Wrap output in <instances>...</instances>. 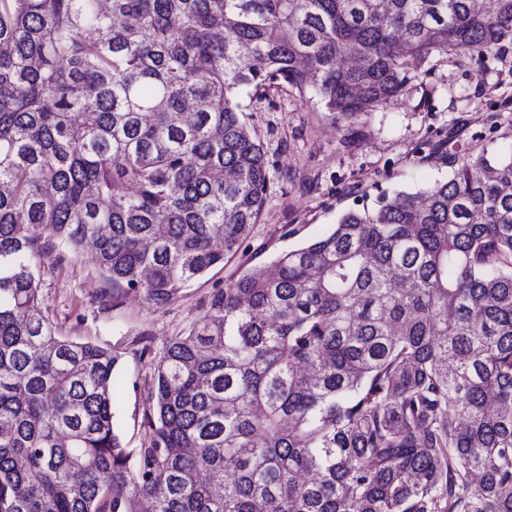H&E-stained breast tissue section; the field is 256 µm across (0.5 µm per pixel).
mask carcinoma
<instances>
[{
  "mask_svg": "<svg viewBox=\"0 0 512 512\" xmlns=\"http://www.w3.org/2000/svg\"><path fill=\"white\" fill-rule=\"evenodd\" d=\"M509 41L512 0H0V512H512V144L213 289L139 448L119 356L40 295L88 246L114 308L244 252L270 161L242 90L370 112Z\"/></svg>",
  "mask_w": 512,
  "mask_h": 512,
  "instance_id": "cac0c4a2",
  "label": "carcinoma"
}]
</instances>
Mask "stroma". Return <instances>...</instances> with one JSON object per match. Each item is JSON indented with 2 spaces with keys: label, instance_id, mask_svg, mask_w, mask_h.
<instances>
[{
  "label": "stroma",
  "instance_id": "obj_1",
  "mask_svg": "<svg viewBox=\"0 0 512 512\" xmlns=\"http://www.w3.org/2000/svg\"><path fill=\"white\" fill-rule=\"evenodd\" d=\"M240 101L272 164L249 240L256 259L237 257L168 305L132 296L113 310L97 303L92 253L41 268L45 313L60 333L118 353L115 411L132 448L145 437L146 398L168 341L204 315L213 289L321 236L347 210L446 179L449 155L491 158L512 143V43L479 64L464 51L432 56L397 98L353 116L332 115L310 88H247Z\"/></svg>",
  "mask_w": 512,
  "mask_h": 512
}]
</instances>
